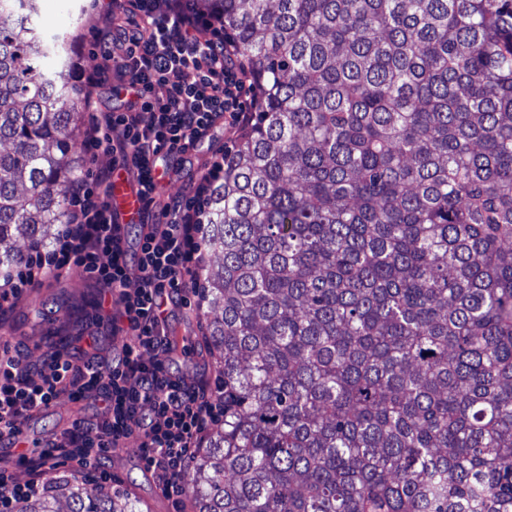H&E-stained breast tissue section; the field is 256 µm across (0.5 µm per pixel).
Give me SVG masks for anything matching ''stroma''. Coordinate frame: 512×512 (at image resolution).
I'll use <instances>...</instances> for the list:
<instances>
[{
    "label": "stroma",
    "mask_w": 512,
    "mask_h": 512,
    "mask_svg": "<svg viewBox=\"0 0 512 512\" xmlns=\"http://www.w3.org/2000/svg\"><path fill=\"white\" fill-rule=\"evenodd\" d=\"M38 10L47 35L73 34L72 58L79 68L90 72L100 65L101 52L90 0H39ZM232 145L223 126H216L210 141L190 151L174 169L166 186L167 193L180 192L196 183L204 174L213 150L228 149ZM99 295L95 283L76 268L60 280L32 288L0 317V344L21 347L30 366L39 368L56 348L51 332L62 327L67 332L66 347H75L79 339L92 334L101 355L119 354L126 339L113 335L110 328L98 323L96 304ZM204 309V302L195 295L190 307L176 309L171 320L178 343L193 345L188 356L176 359L181 373L189 378L212 377L217 373L216 355L210 354L202 344ZM97 410L98 402L92 396L77 403L62 399L54 410L26 419L23 428L29 439L43 442L68 428L77 416L90 417ZM109 460L114 477L120 478L123 486L141 503L149 505L152 512H173L171 502L161 494L154 476L144 468L136 439H129L125 448L111 454Z\"/></svg>",
    "instance_id": "stroma-1"
}]
</instances>
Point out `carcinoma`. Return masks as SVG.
<instances>
[{
    "label": "carcinoma",
    "mask_w": 512,
    "mask_h": 512,
    "mask_svg": "<svg viewBox=\"0 0 512 512\" xmlns=\"http://www.w3.org/2000/svg\"><path fill=\"white\" fill-rule=\"evenodd\" d=\"M223 2L256 114L207 212L191 512H512V0ZM72 40L0 0L1 282L83 175ZM84 484L14 512H145Z\"/></svg>",
    "instance_id": "carcinoma-1"
}]
</instances>
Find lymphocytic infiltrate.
<instances>
[{
    "instance_id": "f902f5d3",
    "label": "lymphocytic infiltrate",
    "mask_w": 512,
    "mask_h": 512,
    "mask_svg": "<svg viewBox=\"0 0 512 512\" xmlns=\"http://www.w3.org/2000/svg\"><path fill=\"white\" fill-rule=\"evenodd\" d=\"M92 7L105 51L103 65L83 77L85 153L92 158L107 150L113 166L132 173L144 204L139 244L128 251V227L112 209L111 169L72 181L66 224L49 247L24 257L0 287V312L38 282L78 267L99 286L102 299L119 295L120 311L100 320L127 342L111 360L56 350L35 374L21 352L0 348V441L18 439L24 419L60 396L100 401L95 418L75 421L16 460L0 461V512H11L18 498L39 495L46 475L60 468L111 483L102 462L133 436L145 468L181 512L184 472L224 420L222 384L172 370L177 345L167 312L168 305H187L188 292L197 288L209 194L224 178V153L214 152L206 173L186 193L164 196L156 171L166 158L206 140L216 125L228 131L251 125L253 77L228 47L217 0L205 8L197 0H93ZM105 83L114 94H126L122 110L98 111L94 91ZM133 279L138 286L131 291ZM15 464L29 470L26 484L14 482Z\"/></svg>"
}]
</instances>
